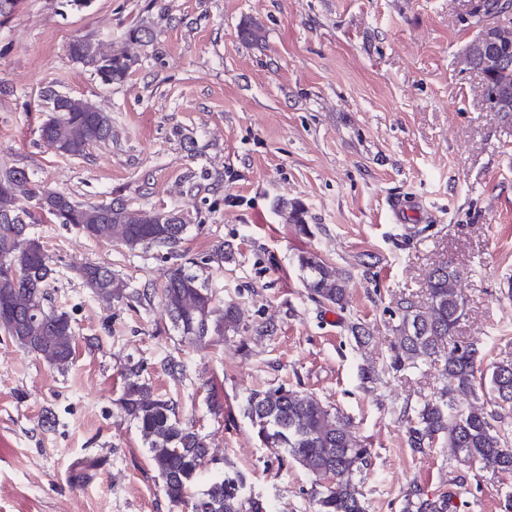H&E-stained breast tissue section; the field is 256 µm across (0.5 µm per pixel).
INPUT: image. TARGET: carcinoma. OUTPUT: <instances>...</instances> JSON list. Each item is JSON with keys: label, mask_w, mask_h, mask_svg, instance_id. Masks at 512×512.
Returning a JSON list of instances; mask_svg holds the SVG:
<instances>
[{"label": "carcinoma", "mask_w": 512, "mask_h": 512, "mask_svg": "<svg viewBox=\"0 0 512 512\" xmlns=\"http://www.w3.org/2000/svg\"><path fill=\"white\" fill-rule=\"evenodd\" d=\"M72 59L92 67L106 84L126 79L130 60L115 56L108 66L99 64L88 42L70 43ZM493 90L507 100L512 112V64L490 77ZM86 100L76 98L70 110L50 117L41 127V139L55 151L82 156L90 142L112 139V119L107 112H88ZM0 331L25 350L28 340L43 342L41 356L65 370L73 358L74 330L65 311L46 310L47 285L54 269L29 222L10 223L7 213H30L16 206L19 197L37 202L46 215L68 224L94 239L118 242L130 250H164L179 256L178 247L187 231L185 224H159L160 211L130 209L123 202L80 204L58 191L35 183L20 168L0 170ZM52 200L44 205L43 200ZM298 265L311 299L344 308L347 285L335 269L311 252L298 255ZM86 288L106 301L138 300L147 292L134 288L111 270L89 264L80 269ZM459 270L448 262L429 273L427 304L418 307L406 300L395 326L390 368L400 372L420 360L440 359L453 387L442 389L414 410L408 430L409 446L421 450L438 441L451 448L456 463H482L512 474V446L501 432L505 413L512 410V360L480 369V350L458 336L465 314V301L458 292ZM160 297L172 326L192 342L222 336L239 325L242 310L234 301L219 308L207 281L183 264L167 270ZM139 364L126 369L121 412L133 421L148 445L154 470L164 482L167 496L176 504L191 502L195 512H265L259 500L245 495V479L238 473L207 471L208 442L193 425L179 418L178 403L154 391ZM244 412L261 442L278 450L281 459H291L315 477L314 512H365L355 474L367 465L370 449L337 409L316 396L282 386L253 390L245 397ZM204 489L190 493L196 482ZM454 495L423 497L414 491L406 499V512H454Z\"/></svg>", "instance_id": "carcinoma-1"}]
</instances>
